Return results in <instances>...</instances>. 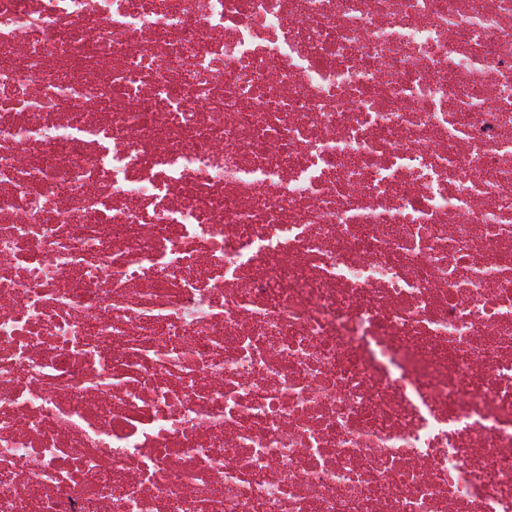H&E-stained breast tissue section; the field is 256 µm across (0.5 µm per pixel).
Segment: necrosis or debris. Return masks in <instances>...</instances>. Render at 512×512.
I'll return each instance as SVG.
<instances>
[{
  "mask_svg": "<svg viewBox=\"0 0 512 512\" xmlns=\"http://www.w3.org/2000/svg\"><path fill=\"white\" fill-rule=\"evenodd\" d=\"M0 512H512V0H0Z\"/></svg>",
  "mask_w": 512,
  "mask_h": 512,
  "instance_id": "necrosis-or-debris-1",
  "label": "necrosis or debris"
}]
</instances>
